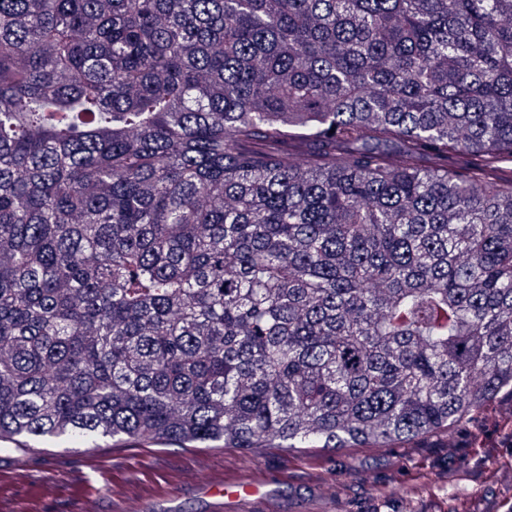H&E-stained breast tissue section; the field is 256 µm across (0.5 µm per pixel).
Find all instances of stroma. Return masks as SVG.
I'll return each instance as SVG.
<instances>
[{
	"instance_id": "1",
	"label": "stroma",
	"mask_w": 512,
	"mask_h": 512,
	"mask_svg": "<svg viewBox=\"0 0 512 512\" xmlns=\"http://www.w3.org/2000/svg\"><path fill=\"white\" fill-rule=\"evenodd\" d=\"M512 402L490 408L475 433L452 429L405 448H348L306 453L282 448L187 452L178 446L136 448L93 437L37 441L0 450V472L12 491L0 503L24 498L28 512L63 503L81 512L71 481L87 480L98 512L125 504L135 512H214L211 498L189 474L208 470L244 475L260 467L288 480L276 484L279 512H512Z\"/></svg>"
}]
</instances>
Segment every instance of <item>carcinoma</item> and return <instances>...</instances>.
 I'll return each instance as SVG.
<instances>
[{
	"label": "carcinoma",
	"instance_id": "cac0c4a2",
	"mask_svg": "<svg viewBox=\"0 0 512 512\" xmlns=\"http://www.w3.org/2000/svg\"><path fill=\"white\" fill-rule=\"evenodd\" d=\"M512 397V0H0V440L402 448Z\"/></svg>",
	"mask_w": 512,
	"mask_h": 512
}]
</instances>
